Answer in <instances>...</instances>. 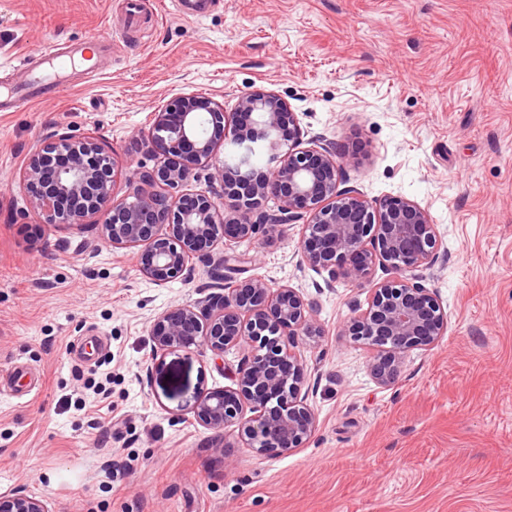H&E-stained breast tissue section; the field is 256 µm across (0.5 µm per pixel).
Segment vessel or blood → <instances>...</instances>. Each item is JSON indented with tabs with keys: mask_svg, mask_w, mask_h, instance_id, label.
<instances>
[{
	"mask_svg": "<svg viewBox=\"0 0 512 512\" xmlns=\"http://www.w3.org/2000/svg\"><path fill=\"white\" fill-rule=\"evenodd\" d=\"M84 58L82 49L53 41L40 49L36 65L30 66L27 81L16 86L0 88V112H14L35 98L62 88L65 72ZM8 382L16 387L19 397L38 394L41 388L37 376L25 367L16 365L8 374Z\"/></svg>",
	"mask_w": 512,
	"mask_h": 512,
	"instance_id": "obj_1",
	"label": "vessel or blood"
}]
</instances>
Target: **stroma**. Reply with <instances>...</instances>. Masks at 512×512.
<instances>
[{"mask_svg":"<svg viewBox=\"0 0 512 512\" xmlns=\"http://www.w3.org/2000/svg\"><path fill=\"white\" fill-rule=\"evenodd\" d=\"M124 0H0V85L49 39L109 31L98 70L0 112V371L42 372L34 397H0V496L49 512H512V0H171L125 39ZM256 88L287 99L305 138L349 147L345 185L427 208L443 242L427 287L448 311L439 344L378 386L369 348L340 336L365 292L300 261L299 223L155 285L99 228L48 224L22 181L53 134L107 141L123 176L157 163L146 140L172 93L234 111ZM289 285L322 336L297 337L318 426L263 455L240 424H202L197 401L234 385L245 350L155 355L151 326L207 294L215 274Z\"/></svg>","mask_w":512,"mask_h":512,"instance_id":"obj_1","label":"stroma"}]
</instances>
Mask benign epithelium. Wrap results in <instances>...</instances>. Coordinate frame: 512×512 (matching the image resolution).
Instances as JSON below:
<instances>
[{
	"label": "benign epithelium",
	"mask_w": 512,
	"mask_h": 512,
	"mask_svg": "<svg viewBox=\"0 0 512 512\" xmlns=\"http://www.w3.org/2000/svg\"><path fill=\"white\" fill-rule=\"evenodd\" d=\"M148 141L164 161L142 166L116 191L118 160L94 137L55 134L29 153L23 173L31 208L48 224H96L115 249L137 250L140 271L161 286L184 274L189 260H210L222 239L231 246L279 224L304 221L302 263L356 287H368L340 335L369 346L368 370L391 385L408 352L438 344L448 331V312L423 272L440 258L442 241L429 211L414 200L366 199L341 187L343 165L355 154L333 142L305 143L294 113L278 93L257 88L243 94L235 111L214 99L176 93L154 113ZM238 161L222 162L219 198L187 193L197 167L223 145ZM266 158L258 171L254 157ZM232 213L220 216L221 209ZM169 233H159L162 226ZM384 277L374 280L376 269ZM154 350L206 344L217 355L246 346L235 387L208 393L198 419L222 429L239 420L242 402L254 415L243 423L247 444L261 454L301 448L316 430V416L301 395L305 383L294 338L321 334L313 302L288 285L252 278L226 285L194 305L162 312L151 329ZM0 512H48L27 495L0 498Z\"/></svg>",
	"instance_id": "obj_1"
}]
</instances>
